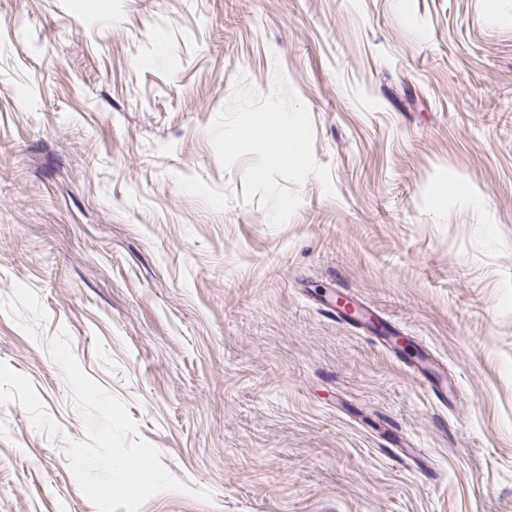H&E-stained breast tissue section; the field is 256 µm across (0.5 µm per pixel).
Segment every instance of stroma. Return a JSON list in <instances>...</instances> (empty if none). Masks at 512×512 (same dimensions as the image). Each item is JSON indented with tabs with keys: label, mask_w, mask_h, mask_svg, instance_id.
Instances as JSON below:
<instances>
[{
	"label": "stroma",
	"mask_w": 512,
	"mask_h": 512,
	"mask_svg": "<svg viewBox=\"0 0 512 512\" xmlns=\"http://www.w3.org/2000/svg\"><path fill=\"white\" fill-rule=\"evenodd\" d=\"M279 70L334 192L275 228L208 126ZM63 330L188 486L140 512H512V0H0V512H96ZM339 298H341L340 302ZM345 304L348 306L346 307ZM322 305L338 322L360 325L373 317L369 307L339 292H336L328 302H322ZM415 363L417 369L414 370L417 373V380L420 382L422 378H426L427 376L433 377L432 382L430 381V390L435 398V402L445 404L448 399V394L445 392V388L441 382V380L437 377L435 373L432 372L430 364L426 361V358H421L418 361L412 362Z\"/></svg>",
	"instance_id": "1"
}]
</instances>
